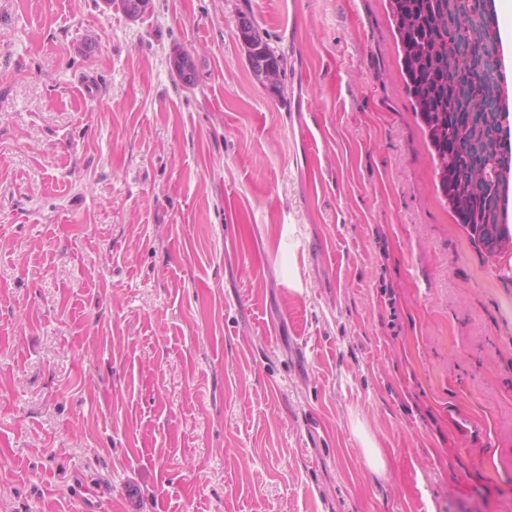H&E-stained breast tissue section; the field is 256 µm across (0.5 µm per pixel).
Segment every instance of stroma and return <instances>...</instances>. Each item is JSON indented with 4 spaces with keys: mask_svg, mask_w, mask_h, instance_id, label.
<instances>
[{
    "mask_svg": "<svg viewBox=\"0 0 512 512\" xmlns=\"http://www.w3.org/2000/svg\"><path fill=\"white\" fill-rule=\"evenodd\" d=\"M509 266L388 0H0V512H512ZM240 19L249 23L247 30H243L237 25V35L246 47L248 63L254 77L261 81L260 73L262 69H265L270 75L272 85L274 83L276 89L283 94L285 86L282 78L287 66L285 51L272 47L267 39L262 37L259 31L260 27L250 11L240 10L238 20ZM240 24H242V20H240Z\"/></svg>",
    "mask_w": 512,
    "mask_h": 512,
    "instance_id": "obj_1",
    "label": "stroma"
}]
</instances>
